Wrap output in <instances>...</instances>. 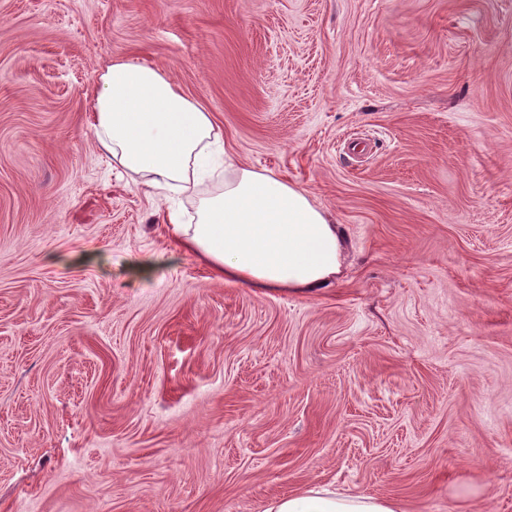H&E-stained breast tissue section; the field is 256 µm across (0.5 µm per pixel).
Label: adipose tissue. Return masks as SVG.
Returning a JSON list of instances; mask_svg holds the SVG:
<instances>
[{"label": "adipose tissue", "instance_id": "1", "mask_svg": "<svg viewBox=\"0 0 512 512\" xmlns=\"http://www.w3.org/2000/svg\"><path fill=\"white\" fill-rule=\"evenodd\" d=\"M91 126L112 158L152 188L189 190L224 135L211 112L159 68L112 61L99 78ZM201 200L197 221L169 213L174 238L217 279L261 292H313L342 271L344 243L309 193L237 167ZM264 512H400L395 501L314 487L280 496Z\"/></svg>", "mask_w": 512, "mask_h": 512}]
</instances>
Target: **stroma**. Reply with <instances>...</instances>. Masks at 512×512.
I'll return each mask as SVG.
<instances>
[{"mask_svg":"<svg viewBox=\"0 0 512 512\" xmlns=\"http://www.w3.org/2000/svg\"><path fill=\"white\" fill-rule=\"evenodd\" d=\"M160 67L346 245L216 280L90 126ZM149 274L131 273L135 262ZM512 512V0H0V512ZM264 512H401L390 499L371 495L336 493L327 488H308L280 496L268 503Z\"/></svg>","mask_w":512,"mask_h":512,"instance_id":"obj_1","label":"stroma"}]
</instances>
